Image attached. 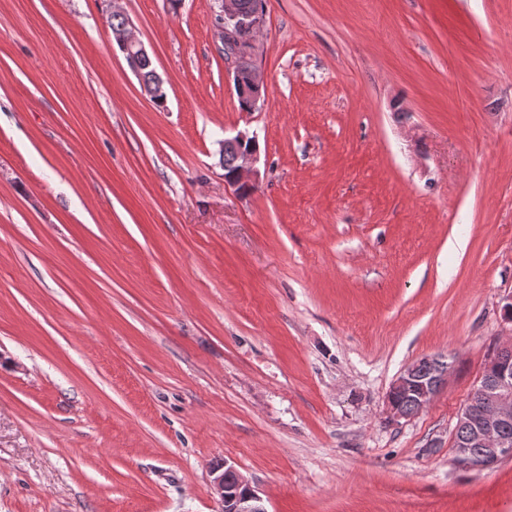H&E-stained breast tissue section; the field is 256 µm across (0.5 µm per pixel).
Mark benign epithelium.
Masks as SVG:
<instances>
[{
  "label": "benign epithelium",
  "mask_w": 512,
  "mask_h": 512,
  "mask_svg": "<svg viewBox=\"0 0 512 512\" xmlns=\"http://www.w3.org/2000/svg\"><path fill=\"white\" fill-rule=\"evenodd\" d=\"M215 21L217 35L224 47V64L232 77L242 71L250 75V82L256 90L251 110L258 109L264 89V76L255 59V51L241 50L229 41L231 30H249L257 33L265 21L264 11L259 9L250 16L240 13L236 0H215ZM112 38L124 55L129 68L138 80H143L140 63L150 58L144 43L137 37L133 21L125 17V22ZM258 142L256 135L240 132L224 140V148L236 152L237 177L226 184L239 188L241 184L255 187L259 183L257 163L260 153L257 149L248 151L240 148L245 142ZM512 346L494 348L488 366L479 377L474 392L486 395L490 407L481 408L469 402L461 411L458 421L468 426L469 434L462 440L452 442V465L460 472L490 470L506 459H512V439L502 432L503 425L512 420ZM432 367L430 375L422 377L418 364L406 365L391 385L394 392H406L412 396L420 408H426L448 385L451 364L445 355L429 358ZM234 474L235 480L229 483L224 473ZM211 488L221 505V512H267L263 499L252 482L235 465L226 460L224 469L211 472Z\"/></svg>",
  "instance_id": "1"
}]
</instances>
